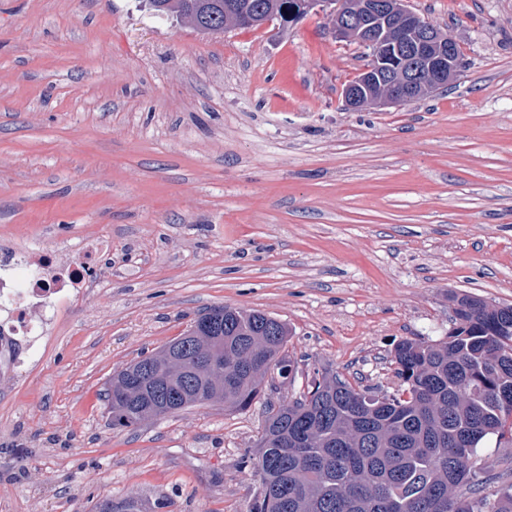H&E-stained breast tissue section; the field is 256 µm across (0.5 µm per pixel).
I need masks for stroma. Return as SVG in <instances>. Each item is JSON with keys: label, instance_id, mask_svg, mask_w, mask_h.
<instances>
[{"label": "stroma", "instance_id": "35a3bbf8", "mask_svg": "<svg viewBox=\"0 0 512 512\" xmlns=\"http://www.w3.org/2000/svg\"><path fill=\"white\" fill-rule=\"evenodd\" d=\"M458 44L447 88L345 109L367 51L329 13L202 34L146 0H0V237L101 236L91 295L0 378V512H249L266 404L112 427L114 371L215 306L291 331L299 374L390 387L450 294L512 305V0H409Z\"/></svg>", "mask_w": 512, "mask_h": 512}]
</instances>
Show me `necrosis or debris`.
<instances>
[{
    "label": "necrosis or debris",
    "instance_id": "4bbe7bcc",
    "mask_svg": "<svg viewBox=\"0 0 512 512\" xmlns=\"http://www.w3.org/2000/svg\"><path fill=\"white\" fill-rule=\"evenodd\" d=\"M109 247L86 237L68 249H0V363L20 369L37 362V349L62 313L79 299Z\"/></svg>",
    "mask_w": 512,
    "mask_h": 512
}]
</instances>
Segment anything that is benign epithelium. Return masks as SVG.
Returning <instances> with one entry per match:
<instances>
[{"mask_svg": "<svg viewBox=\"0 0 512 512\" xmlns=\"http://www.w3.org/2000/svg\"><path fill=\"white\" fill-rule=\"evenodd\" d=\"M332 6L336 36L370 50L374 67L342 90L345 106L405 105L448 84L457 72V44L412 11L406 0H293L288 19ZM228 25H248L252 17L235 0H224Z\"/></svg>", "mask_w": 512, "mask_h": 512, "instance_id": "benign-epithelium-1", "label": "benign epithelium"}]
</instances>
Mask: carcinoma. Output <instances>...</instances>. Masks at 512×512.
Returning <instances> with one entry per match:
<instances>
[{
  "mask_svg": "<svg viewBox=\"0 0 512 512\" xmlns=\"http://www.w3.org/2000/svg\"><path fill=\"white\" fill-rule=\"evenodd\" d=\"M154 11L197 27L184 0H157ZM255 26L288 22L292 0H243ZM448 333L405 339L392 363L400 385L379 393L335 374L316 375L299 397L271 406L243 465L260 479L250 512H512V483L477 455L489 435L512 445V306L453 299ZM204 329H187L193 354L217 362L192 376L190 361L152 353V377L139 393L123 388L125 366L104 399L112 426L137 429L166 417L160 397L181 408L222 403L251 407L259 385L277 373L294 380L286 323L261 311L215 307Z\"/></svg>",
  "mask_w": 512,
  "mask_h": 512,
  "instance_id": "1",
  "label": "carcinoma"
}]
</instances>
